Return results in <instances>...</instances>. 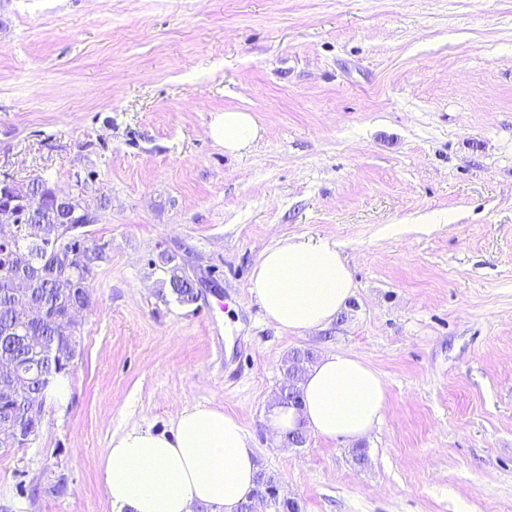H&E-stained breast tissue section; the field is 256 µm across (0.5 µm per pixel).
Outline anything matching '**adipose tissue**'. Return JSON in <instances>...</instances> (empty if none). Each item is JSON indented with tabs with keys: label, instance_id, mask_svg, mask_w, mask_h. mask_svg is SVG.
I'll return each mask as SVG.
<instances>
[{
	"label": "adipose tissue",
	"instance_id": "obj_1",
	"mask_svg": "<svg viewBox=\"0 0 512 512\" xmlns=\"http://www.w3.org/2000/svg\"><path fill=\"white\" fill-rule=\"evenodd\" d=\"M253 113L227 111L210 126L225 153L240 155L259 138ZM352 274L338 245L284 240L263 251L249 291L265 317L300 334L330 324L353 293ZM301 409L276 408V429L296 427L326 439L353 440L380 425L387 402L382 377L348 353H329L301 385ZM257 450L238 418L220 407L195 406L171 434L132 425L113 435L101 457L103 488L113 512H237L256 487Z\"/></svg>",
	"mask_w": 512,
	"mask_h": 512
}]
</instances>
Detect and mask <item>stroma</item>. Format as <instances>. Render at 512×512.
Returning <instances> with one entry per match:
<instances>
[{
	"label": "stroma",
	"mask_w": 512,
	"mask_h": 512,
	"mask_svg": "<svg viewBox=\"0 0 512 512\" xmlns=\"http://www.w3.org/2000/svg\"><path fill=\"white\" fill-rule=\"evenodd\" d=\"M229 110L262 127L240 157L209 135ZM3 176L105 200L107 259L68 407L0 449V512H112V436L194 406L235 415L300 512H512V0H0ZM287 238L336 242L355 285L299 335L248 288ZM297 350L375 369L381 425L287 447ZM164 264H167L168 278L166 285L170 294L175 300L183 305L193 304L196 300L193 288H190L182 277V267L174 263L173 257H164Z\"/></svg>",
	"instance_id": "stroma-1"
}]
</instances>
